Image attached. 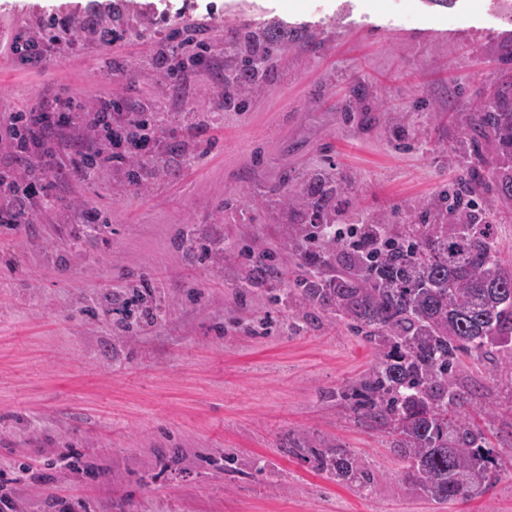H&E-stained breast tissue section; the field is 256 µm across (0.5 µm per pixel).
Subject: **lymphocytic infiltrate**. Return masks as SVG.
Returning <instances> with one entry per match:
<instances>
[{
  "label": "lymphocytic infiltrate",
  "instance_id": "1",
  "mask_svg": "<svg viewBox=\"0 0 512 512\" xmlns=\"http://www.w3.org/2000/svg\"><path fill=\"white\" fill-rule=\"evenodd\" d=\"M77 111L95 143L71 155L68 171L75 179H92L103 165L144 161L154 152L147 107L125 99L100 96L89 102L56 96L38 107L9 112L13 167L0 172V186H7L10 194L8 205L0 206L1 224L29 223L32 207L51 204L49 179L57 170L52 136Z\"/></svg>",
  "mask_w": 512,
  "mask_h": 512
}]
</instances>
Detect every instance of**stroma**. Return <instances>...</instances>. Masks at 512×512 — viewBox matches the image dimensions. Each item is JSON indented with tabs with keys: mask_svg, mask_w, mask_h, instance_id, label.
Returning a JSON list of instances; mask_svg holds the SVG:
<instances>
[{
	"mask_svg": "<svg viewBox=\"0 0 512 512\" xmlns=\"http://www.w3.org/2000/svg\"><path fill=\"white\" fill-rule=\"evenodd\" d=\"M0 0V113L43 96L100 94L152 104V161L56 180L59 203L0 226V471L39 463L15 486L19 512H512V465L467 500L438 503L408 485L391 439L336 400L373 347L323 314L309 323L264 287H239L258 257L294 277L288 243L314 210V183L336 185L322 213L340 224H432L440 190L466 174L474 112H512V0ZM116 32L100 43L80 23ZM51 71L20 64L17 32L52 17ZM192 26L206 66L179 94L153 67L164 38ZM302 31L271 56L264 82L237 87L238 36ZM235 94L239 107L224 105ZM498 257L512 267V204L483 200ZM102 226L88 230L83 210ZM149 286L159 319L119 312ZM467 412L512 447V374L463 358ZM81 453L78 470L58 462ZM347 450L371 490L318 468Z\"/></svg>",
	"mask_w": 512,
	"mask_h": 512,
	"instance_id": "35a3bbf8",
	"label": "stroma"
}]
</instances>
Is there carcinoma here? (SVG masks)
<instances>
[{
	"label": "carcinoma",
	"instance_id": "obj_1",
	"mask_svg": "<svg viewBox=\"0 0 512 512\" xmlns=\"http://www.w3.org/2000/svg\"><path fill=\"white\" fill-rule=\"evenodd\" d=\"M249 42L240 76L257 80L258 58L271 50ZM477 128L512 146V112H480ZM496 183L493 170L464 181L453 208L439 209L437 224H356L345 239L334 224H309L289 244L295 294L377 350L369 373L337 390L336 399L391 436L407 481L442 502L486 491L502 465V454L464 412L478 388L462 391L455 378L463 356L486 357L512 344V268L498 258L481 214L467 207ZM273 274L256 265L242 287ZM317 462L342 481L360 477L348 454ZM361 485L369 487V479Z\"/></svg>",
	"mask_w": 512,
	"mask_h": 512
}]
</instances>
